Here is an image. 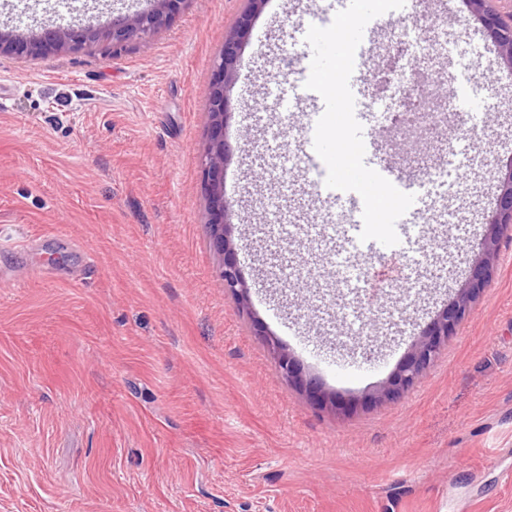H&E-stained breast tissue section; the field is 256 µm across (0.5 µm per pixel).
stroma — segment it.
<instances>
[{
    "mask_svg": "<svg viewBox=\"0 0 512 512\" xmlns=\"http://www.w3.org/2000/svg\"><path fill=\"white\" fill-rule=\"evenodd\" d=\"M322 0H269L240 53L225 137L224 196L250 309L224 288L201 161L207 88L246 0H185L145 39L113 48V19L138 0H0V34L37 19L99 38L43 56L0 54V512H512V231L494 273L437 361L399 397L374 394L469 274L472 248L512 163V73L462 0H415L429 41L412 61L461 85L481 78L485 124L398 154L403 179L452 159L392 247L386 300L342 278L367 245L333 250L296 235L303 185L289 165L302 88L282 76ZM401 36L379 28L355 75L361 97ZM275 339L300 373L348 408L319 409L285 380Z\"/></svg>",
    "mask_w": 512,
    "mask_h": 512,
    "instance_id": "obj_1",
    "label": "stroma"
}]
</instances>
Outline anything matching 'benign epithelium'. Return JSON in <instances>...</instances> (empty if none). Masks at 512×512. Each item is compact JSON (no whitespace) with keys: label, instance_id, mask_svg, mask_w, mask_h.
<instances>
[{"label":"benign epithelium","instance_id":"7a95c632","mask_svg":"<svg viewBox=\"0 0 512 512\" xmlns=\"http://www.w3.org/2000/svg\"><path fill=\"white\" fill-rule=\"evenodd\" d=\"M184 0H152L151 8L112 21L110 36L112 45L119 46L135 38H146L157 32L175 13ZM268 0H249L250 8L236 25L224 33V50L217 66L218 80L206 91L210 104L211 128L209 145L202 160L203 190L209 203V229L218 250L229 253L232 250L229 234L231 222L224 199V166L231 147L225 140L224 130L229 112V93L235 80L239 54L252 23L261 13ZM468 7L466 23H474L484 37L498 50L501 65L512 71V11L502 12L489 6V0H463ZM95 32L88 28L81 32L46 25L38 42L44 50L54 48H81L92 42ZM36 51L33 42L22 39L6 40L0 37V53L32 55ZM498 195L495 209L488 215L486 231L478 243L469 275L457 289L448 305L414 339L405 363L400 365L391 379L380 389L383 399L395 397L413 386L437 360L439 351L468 313L471 304L488 284L499 260L500 232L512 224V165L498 171ZM224 288L246 301L248 287L237 264L224 260L221 271ZM277 356L281 375L295 381L298 379L293 357L285 352L279 343L266 339Z\"/></svg>","mask_w":512,"mask_h":512}]
</instances>
